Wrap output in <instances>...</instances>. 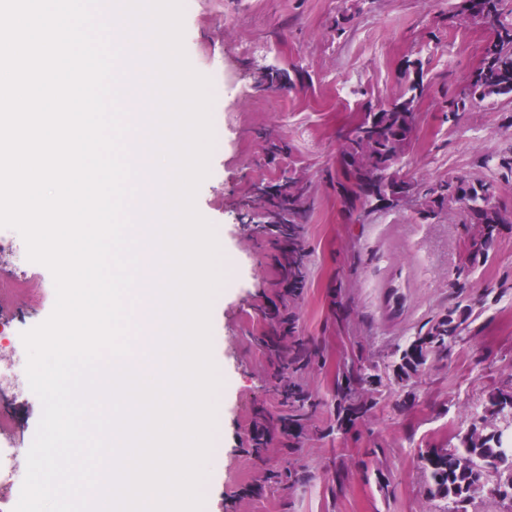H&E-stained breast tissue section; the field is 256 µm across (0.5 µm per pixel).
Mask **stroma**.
Instances as JSON below:
<instances>
[{"label":"stroma","mask_w":512,"mask_h":512,"mask_svg":"<svg viewBox=\"0 0 512 512\" xmlns=\"http://www.w3.org/2000/svg\"><path fill=\"white\" fill-rule=\"evenodd\" d=\"M459 0H183V47L210 81L214 141L196 208L219 236L224 279L210 308L220 379L202 512H440L428 494L421 454L457 446V432L481 425L490 391L512 382V224L466 293H449L472 231L456 214L424 218L413 207L384 209L347 223L331 176L339 135L365 102L382 105L404 89L407 62L421 60L429 84L417 106L418 139L403 172L427 185L462 174L490 185L512 210V175L495 159L512 151V102H476L459 123L444 119V93L460 91L478 66L488 32L449 23ZM352 15L347 38L336 21ZM297 66L301 84L260 91L259 68ZM288 150L270 157L265 141ZM290 172L305 179L314 205L302 226L307 273L286 294L271 232L242 223L254 183ZM7 268L34 278L38 301H19L18 332L51 314V272L26 256ZM397 298H390V287ZM487 298L478 333L429 362L409 384L384 394L360 390L368 413L339 416L336 382L346 360L387 368L389 354L438 313ZM288 309L295 332L274 328ZM299 353L285 363L280 350ZM297 386L304 403L288 400ZM270 441L256 451L251 430ZM290 425L298 434L281 433Z\"/></svg>","instance_id":"obj_1"}]
</instances>
